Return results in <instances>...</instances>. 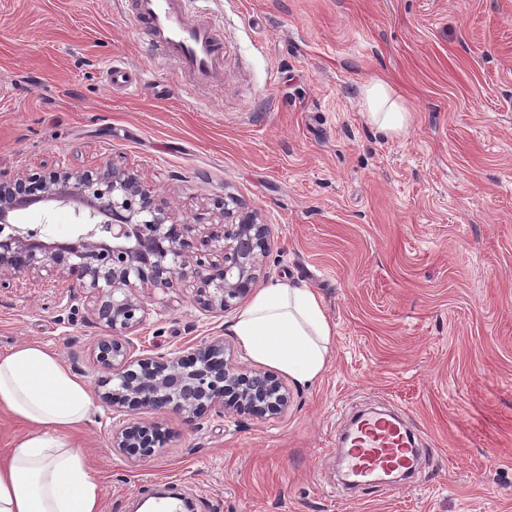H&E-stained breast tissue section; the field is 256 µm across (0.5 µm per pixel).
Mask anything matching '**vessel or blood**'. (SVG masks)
Listing matches in <instances>:
<instances>
[{"instance_id":"obj_1","label":"vessel or blood","mask_w":512,"mask_h":512,"mask_svg":"<svg viewBox=\"0 0 512 512\" xmlns=\"http://www.w3.org/2000/svg\"><path fill=\"white\" fill-rule=\"evenodd\" d=\"M136 13L162 53L177 61L196 83L210 85L223 77L224 43L206 14L188 16L184 0H136ZM107 77L113 86L132 91L147 82L144 72L123 65H110ZM350 437L344 461L355 477L407 470L415 463L417 451L400 420L361 416L353 422Z\"/></svg>"}]
</instances>
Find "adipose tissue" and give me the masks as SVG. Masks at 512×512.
<instances>
[{
  "instance_id": "obj_1",
  "label": "adipose tissue",
  "mask_w": 512,
  "mask_h": 512,
  "mask_svg": "<svg viewBox=\"0 0 512 512\" xmlns=\"http://www.w3.org/2000/svg\"><path fill=\"white\" fill-rule=\"evenodd\" d=\"M366 122L387 137L411 121L406 101L375 79L361 90ZM234 335L256 362L314 384L330 360L334 330L319 296L292 280L260 289L234 319ZM95 408L86 385L48 346L0 353V413L24 424L0 454V512H102V488L72 433Z\"/></svg>"
}]
</instances>
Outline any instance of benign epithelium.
I'll use <instances>...</instances> for the list:
<instances>
[{
	"label": "benign epithelium",
	"mask_w": 512,
	"mask_h": 512,
	"mask_svg": "<svg viewBox=\"0 0 512 512\" xmlns=\"http://www.w3.org/2000/svg\"><path fill=\"white\" fill-rule=\"evenodd\" d=\"M33 196L79 204L77 242L51 245L39 239L38 228L6 223ZM268 251L266 225L252 215L203 230L178 223L133 173L108 166L0 173V288L49 271L87 292V318L109 329L94 351L97 365L111 373L105 403L126 414L113 426L112 447L141 459L169 441L146 413L171 410L193 423L211 415L270 420L287 409L288 390L278 376L239 368L226 357L222 338L136 357L128 338L146 318V291L190 283L199 308L222 314L250 293Z\"/></svg>",
	"instance_id": "7a95c632"
}]
</instances>
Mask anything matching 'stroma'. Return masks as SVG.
I'll return each mask as SVG.
<instances>
[{
  "instance_id": "stroma-1",
  "label": "stroma",
  "mask_w": 512,
  "mask_h": 512,
  "mask_svg": "<svg viewBox=\"0 0 512 512\" xmlns=\"http://www.w3.org/2000/svg\"><path fill=\"white\" fill-rule=\"evenodd\" d=\"M224 42V82L182 92L133 0H0V172L113 165L138 173L177 221L255 212L271 249L257 287L290 278L335 330L310 387L270 420L163 414L165 448L141 463L112 447L101 404L76 439L102 512L178 483L195 512H512V0H186ZM165 79L112 87V61ZM407 99L406 135H377L360 90ZM47 242L74 241L73 207L12 213ZM135 354L233 335L191 289L145 297ZM107 330L53 275L0 288V352L53 349L94 398ZM397 411L421 456L412 482L351 486L339 438L358 412Z\"/></svg>"
}]
</instances>
